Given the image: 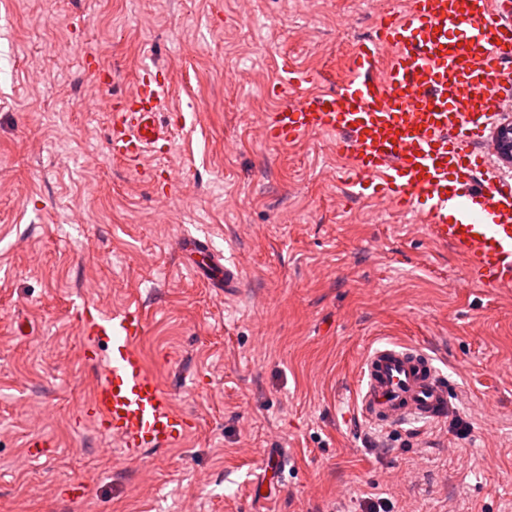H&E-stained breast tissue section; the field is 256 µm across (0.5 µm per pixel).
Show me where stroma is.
Here are the masks:
<instances>
[{
	"label": "stroma",
	"instance_id": "obj_1",
	"mask_svg": "<svg viewBox=\"0 0 512 512\" xmlns=\"http://www.w3.org/2000/svg\"><path fill=\"white\" fill-rule=\"evenodd\" d=\"M405 2L0 0V512H365L379 497L512 512V288L472 281L425 225L350 195L335 137L261 134L281 58L342 82ZM152 58L187 125L146 181L112 160L109 114L86 101L129 90ZM186 234L234 258L240 288L220 296L185 270ZM133 303L148 370L194 423L136 460L113 458L84 410L104 370L80 326L84 306ZM388 341L433 357L450 420H362L361 362ZM272 452L283 475L264 468Z\"/></svg>",
	"mask_w": 512,
	"mask_h": 512
}]
</instances>
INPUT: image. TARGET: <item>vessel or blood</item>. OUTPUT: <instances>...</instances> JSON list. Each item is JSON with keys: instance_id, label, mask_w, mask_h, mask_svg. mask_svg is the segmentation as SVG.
Wrapping results in <instances>:
<instances>
[{"instance_id": "obj_1", "label": "vessel or blood", "mask_w": 512, "mask_h": 512, "mask_svg": "<svg viewBox=\"0 0 512 512\" xmlns=\"http://www.w3.org/2000/svg\"><path fill=\"white\" fill-rule=\"evenodd\" d=\"M509 62L512 24L500 21L497 0H408L357 44L338 89H322L321 75L281 64L274 91L299 96L268 115L263 134L283 146L312 133L335 135L337 153L351 161L352 194L417 213L437 244L465 260L473 280L511 288L512 188L478 184L477 174L490 168L472 148L497 102L512 99ZM174 94L165 64L141 65L132 90L111 110L114 161L135 166L146 153H161L173 135L166 104ZM176 248L184 268L215 292L239 287V267L226 265L208 237L184 235ZM81 318L90 360L107 364L90 398L98 426L130 458L181 440L192 423L145 366L142 307L106 314L87 306ZM356 400L365 421L390 430L445 420L451 393L420 345L385 343L367 352Z\"/></svg>"}]
</instances>
